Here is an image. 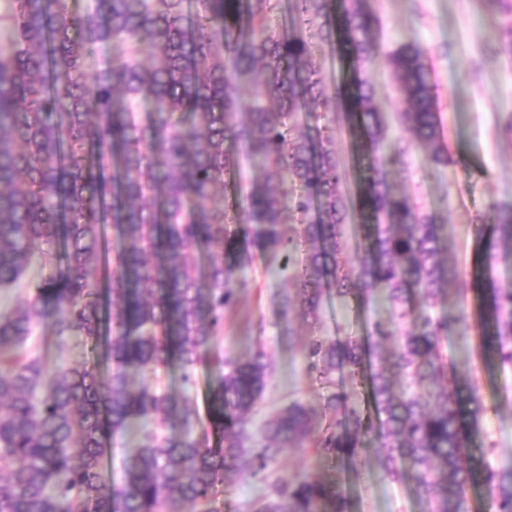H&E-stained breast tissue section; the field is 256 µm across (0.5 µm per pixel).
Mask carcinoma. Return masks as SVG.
Returning <instances> with one entry per match:
<instances>
[{"instance_id": "carcinoma-1", "label": "carcinoma", "mask_w": 512, "mask_h": 512, "mask_svg": "<svg viewBox=\"0 0 512 512\" xmlns=\"http://www.w3.org/2000/svg\"><path fill=\"white\" fill-rule=\"evenodd\" d=\"M363 0H0V512L210 510L224 476L257 477L288 448L323 458L371 457L383 477L411 484L425 512H467L482 492L488 512H512V467L471 448L485 412L470 371L448 366L441 339L448 269L444 225L397 196L389 169L412 148L448 165V146L425 52L403 41L383 53ZM341 45L351 65L330 88L314 48ZM385 56L409 138L388 125L365 77ZM310 112L315 124L298 116ZM370 150L363 182L336 157V123ZM253 166L240 186V159ZM372 224L356 267L341 265L355 213ZM512 251V208L494 215L483 251ZM59 269L26 279L36 256ZM259 258L285 277L283 321L320 319L326 298L390 318L363 336L311 338L306 372L327 389L324 426L294 402L268 419L250 446V415L269 379L259 347L222 357L211 340L251 287L241 273ZM481 336L512 369V286L479 288ZM57 343L90 345L98 363L48 365L37 324ZM396 348L386 356V344ZM214 373L207 429L188 397L137 376L176 366L184 387L198 366ZM366 380L375 417L350 405L336 374ZM140 423L105 491L109 435ZM179 423L183 433L165 435ZM255 512H350L342 479L295 472L269 484Z\"/></svg>"}]
</instances>
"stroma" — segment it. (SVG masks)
<instances>
[{
    "label": "stroma",
    "instance_id": "1",
    "mask_svg": "<svg viewBox=\"0 0 512 512\" xmlns=\"http://www.w3.org/2000/svg\"><path fill=\"white\" fill-rule=\"evenodd\" d=\"M365 7L377 20L375 35L384 50L399 38L423 48L432 68L436 103L450 148L448 166L435 167L414 157L408 167L392 169L396 192L408 195L441 223L447 240L443 254L448 265V287L465 295L463 303L450 300L436 307V315L466 314L467 327H452L442 341L449 362L470 369L479 382L485 406L482 432L494 445L492 465L512 462V370L500 369L479 356L480 318L475 288L482 276L477 232L481 219L491 218L494 208L512 207V139L502 136L498 124L512 110V62L493 59L485 48L497 37L503 19L490 14L482 0H366ZM375 89L379 110L388 124L390 138L404 130L396 120L402 107L393 90V78L385 63L366 73ZM252 285L238 295L237 306L224 318L219 342L226 356L250 357L258 347L271 356V372L263 401L251 417L253 442H260L263 421L300 402L320 412L324 391L305 372L302 349L310 338L359 334L376 318L386 316L379 303L368 309L325 303L318 324L292 319V333L279 327L282 280L267 273L264 261H256ZM328 480L342 477L352 512H423L424 504L409 485L384 479L375 462L338 463L318 456L313 449H287L266 478L232 477L214 504L216 512H251L254 500L267 490L270 479L295 470Z\"/></svg>",
    "mask_w": 512,
    "mask_h": 512
}]
</instances>
